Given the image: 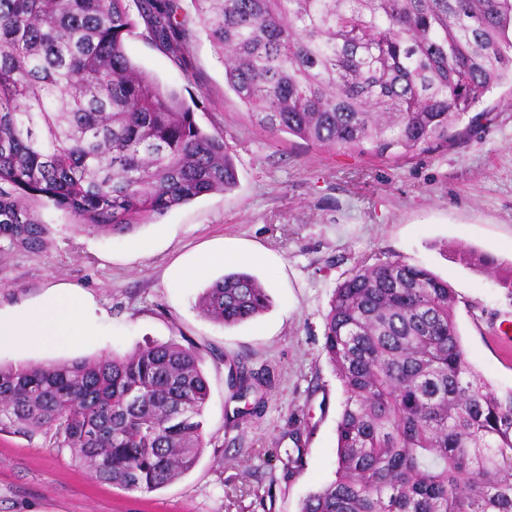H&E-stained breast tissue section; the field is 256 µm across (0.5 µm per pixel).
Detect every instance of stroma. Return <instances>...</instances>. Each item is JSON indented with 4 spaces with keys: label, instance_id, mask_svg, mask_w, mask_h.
<instances>
[{
    "label": "stroma",
    "instance_id": "35a3bbf8",
    "mask_svg": "<svg viewBox=\"0 0 512 512\" xmlns=\"http://www.w3.org/2000/svg\"><path fill=\"white\" fill-rule=\"evenodd\" d=\"M127 52L138 67L184 97L202 101L196 119L223 136L238 185L199 197L135 232L112 238L75 228L41 202L39 250L0 240V312L13 314L55 290L93 326L71 344L0 345V363L67 362L123 354L147 342L197 347L211 395L205 431L212 443L194 469L151 493H126L93 479L49 436L0 433V512H299L331 479L342 387L323 354L325 317L336 286L360 265L402 260L447 279L472 368L512 388V87L496 88L476 120H463L448 146L377 158L349 149L271 136L224 81V65L203 32L181 56L134 32ZM148 249H141V242ZM256 252L236 269L256 277L271 303L259 317L223 327L199 314V294L224 276L178 278L199 255ZM494 258L482 272L458 252ZM272 366L275 384L261 414L242 422L227 387L230 363ZM302 430L304 464L287 469L290 434Z\"/></svg>",
    "mask_w": 512,
    "mask_h": 512
}]
</instances>
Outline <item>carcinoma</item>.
Masks as SVG:
<instances>
[{
  "instance_id": "obj_1",
  "label": "carcinoma",
  "mask_w": 512,
  "mask_h": 512,
  "mask_svg": "<svg viewBox=\"0 0 512 512\" xmlns=\"http://www.w3.org/2000/svg\"><path fill=\"white\" fill-rule=\"evenodd\" d=\"M183 0H141L148 37L177 54ZM224 78L257 123L375 157L448 144L494 87L512 84V0H191ZM126 0H0V239L39 248L28 200L114 237L237 185L224 138L136 66ZM456 292L400 260L339 283L323 353L342 386L334 477L300 512H512V389L471 368ZM269 304L224 275L195 307L224 327ZM232 398L266 404L269 366H229ZM209 384L192 346L148 342L57 364L0 363V431L51 435L92 476L152 492L207 445Z\"/></svg>"
}]
</instances>
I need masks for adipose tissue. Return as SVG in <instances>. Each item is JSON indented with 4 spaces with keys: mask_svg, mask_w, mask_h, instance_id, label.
I'll return each instance as SVG.
<instances>
[{
    "mask_svg": "<svg viewBox=\"0 0 512 512\" xmlns=\"http://www.w3.org/2000/svg\"><path fill=\"white\" fill-rule=\"evenodd\" d=\"M90 324L70 308L66 292L49 296L21 314L0 315V344L18 345L33 339L45 343L76 340L90 335Z\"/></svg>",
    "mask_w": 512,
    "mask_h": 512,
    "instance_id": "ef3b65f1",
    "label": "adipose tissue"
}]
</instances>
